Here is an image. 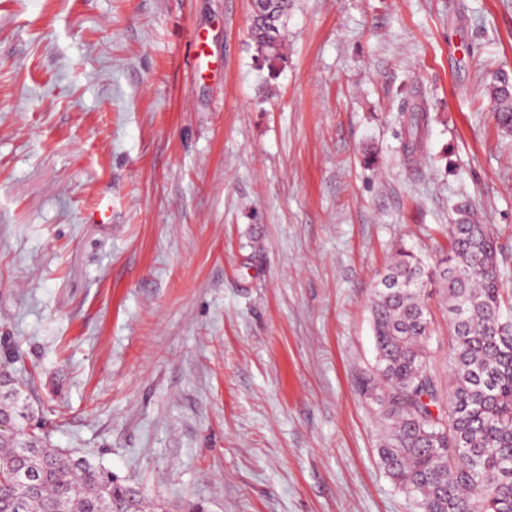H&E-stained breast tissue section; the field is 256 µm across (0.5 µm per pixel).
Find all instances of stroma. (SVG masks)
Listing matches in <instances>:
<instances>
[{"label":"stroma","mask_w":512,"mask_h":512,"mask_svg":"<svg viewBox=\"0 0 512 512\" xmlns=\"http://www.w3.org/2000/svg\"><path fill=\"white\" fill-rule=\"evenodd\" d=\"M249 19V0H0L11 369L56 447L171 512H419L358 392L368 308L397 245L437 263L465 203L512 288V132L486 93L512 79V0H294L273 74ZM412 112L408 116L407 136L403 143L402 153L405 160L410 161L423 148V139L427 133L428 116L424 101H412Z\"/></svg>","instance_id":"obj_1"}]
</instances>
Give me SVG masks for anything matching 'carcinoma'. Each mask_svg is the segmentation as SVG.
<instances>
[{"label":"carcinoma","instance_id":"1","mask_svg":"<svg viewBox=\"0 0 512 512\" xmlns=\"http://www.w3.org/2000/svg\"><path fill=\"white\" fill-rule=\"evenodd\" d=\"M292 0L250 18L257 59L273 72L286 62V19ZM500 128L512 131V85L489 87ZM428 116L413 101L402 153L423 148ZM498 236L464 213L450 232L448 258L432 266L400 245L370 305L373 370L361 397L378 406L388 437L378 449L390 480L421 512H512V289L504 287ZM448 291L453 328L448 384L430 364L428 285ZM20 385L0 389V512H103L132 486L106 467L49 444L31 426Z\"/></svg>","mask_w":512,"mask_h":512}]
</instances>
